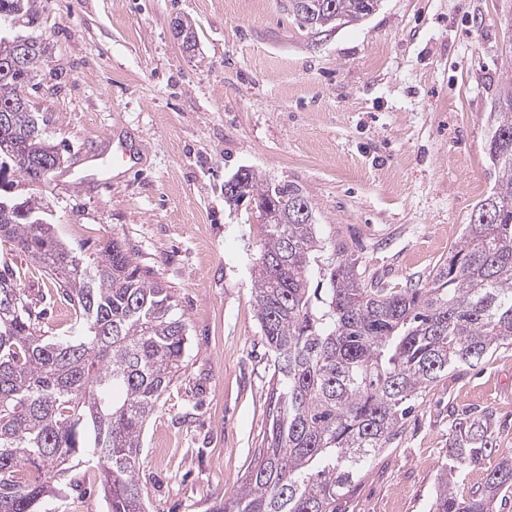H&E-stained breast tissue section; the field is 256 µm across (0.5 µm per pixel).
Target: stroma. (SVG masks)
<instances>
[{"mask_svg":"<svg viewBox=\"0 0 512 512\" xmlns=\"http://www.w3.org/2000/svg\"><path fill=\"white\" fill-rule=\"evenodd\" d=\"M53 45L30 97L65 163L40 190L82 256L121 240L170 288L189 334L180 377L146 423L137 477L152 512H206L237 497L266 445L274 361L257 319L255 212L224 199L239 168L299 185L319 237L358 256L366 280L426 281L492 191L485 150L512 0H382L358 24L300 27L282 0H36ZM189 19L197 46L170 33ZM137 170L113 167L128 135ZM28 258L0 244V269L49 297L42 329L70 306ZM488 413L512 452V346L441 374L336 512H429L453 419ZM48 512H107L96 468L67 476Z\"/></svg>","mask_w":512,"mask_h":512,"instance_id":"stroma-1","label":"stroma"}]
</instances>
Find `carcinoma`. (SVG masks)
<instances>
[{"mask_svg":"<svg viewBox=\"0 0 512 512\" xmlns=\"http://www.w3.org/2000/svg\"><path fill=\"white\" fill-rule=\"evenodd\" d=\"M320 2L332 18L325 25L288 14L314 30L371 15V0ZM12 13L29 28L38 21L35 0H0V17ZM23 39L30 47L22 71L0 74V117H9L0 139L39 161L52 145L31 120L36 108L26 88L49 43ZM16 40L0 36V68L14 59ZM486 152L497 172L493 191L475 205L431 280L399 290L366 283L343 247L323 257L303 190L248 171L242 194L266 214L253 297L279 379L267 446L243 492L209 512H336V500L397 436L422 389L512 345V86L499 96ZM35 191H0V203L15 212L0 219V242L54 285L73 324L66 336L42 335V309L18 287L15 271H0V512H42L47 499L62 495L61 476L90 462L100 470L108 512H149L136 478L142 429L181 373L187 324L170 289L149 279L117 240L86 260L24 218L43 213ZM315 268L329 287H310ZM496 452L491 415L455 419L430 512H495L512 490L511 453L469 497L455 487L467 468Z\"/></svg>","mask_w":512,"mask_h":512,"instance_id":"obj_1","label":"carcinoma"}]
</instances>
